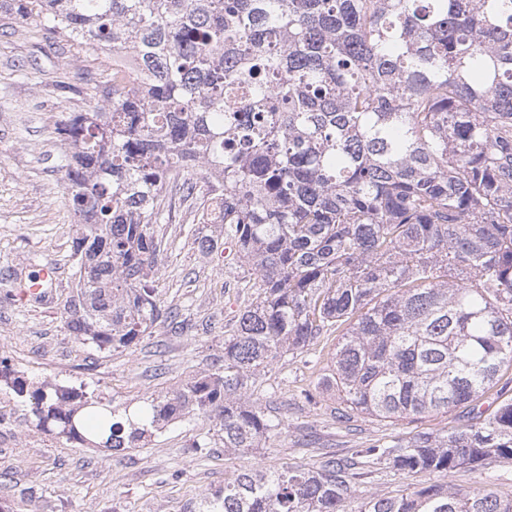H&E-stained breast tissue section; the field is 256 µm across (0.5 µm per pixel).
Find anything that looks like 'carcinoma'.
I'll use <instances>...</instances> for the list:
<instances>
[{"label":"carcinoma","instance_id":"cac0c4a2","mask_svg":"<svg viewBox=\"0 0 512 512\" xmlns=\"http://www.w3.org/2000/svg\"><path fill=\"white\" fill-rule=\"evenodd\" d=\"M0 12L112 52L94 111L55 122L78 217L71 335L125 350L172 317L159 225L193 200L196 173L200 252L231 244L259 288L222 362L121 412L1 358L26 421L117 452L193 415L215 422L224 451H245L282 426L246 398L255 373L336 334L322 377L344 403L336 420L469 416L327 452L315 469H251L197 512H345L359 466L445 476L512 459V400L476 408L512 368V0H0ZM357 512H512V498L430 484Z\"/></svg>","mask_w":512,"mask_h":512}]
</instances>
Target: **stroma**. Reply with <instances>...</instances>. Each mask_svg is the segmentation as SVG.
<instances>
[{"label": "stroma", "instance_id": "35a3bbf8", "mask_svg": "<svg viewBox=\"0 0 512 512\" xmlns=\"http://www.w3.org/2000/svg\"><path fill=\"white\" fill-rule=\"evenodd\" d=\"M112 73L108 53H76L41 28L0 14V355L28 378L84 383L111 398L113 407L136 405L187 382L224 357V337L256 298L255 276L231 245L202 254L190 232L193 212L176 206L163 230L168 245L159 286L167 308L186 326L156 325L136 346L103 352L75 340L64 323L71 292L74 214L58 167L69 149L53 127L65 112L90 108L85 96L62 93V75L87 88ZM53 265L57 282L42 301L21 300L23 279ZM336 337L318 351L284 355L254 376L251 401L281 419L282 433L245 453H228L210 422L184 419L140 447L116 453L85 448L30 431L14 395L0 391V504L10 512H193L225 479L249 469L319 466L324 453L349 455L378 439L439 433L457 426L465 408L415 422L355 415L334 421L337 394L320 379L331 366ZM429 474L380 468L355 480L345 512L363 498L395 497L431 483ZM445 481L466 489L483 482L512 497V459L479 470L462 468Z\"/></svg>", "mask_w": 512, "mask_h": 512}]
</instances>
